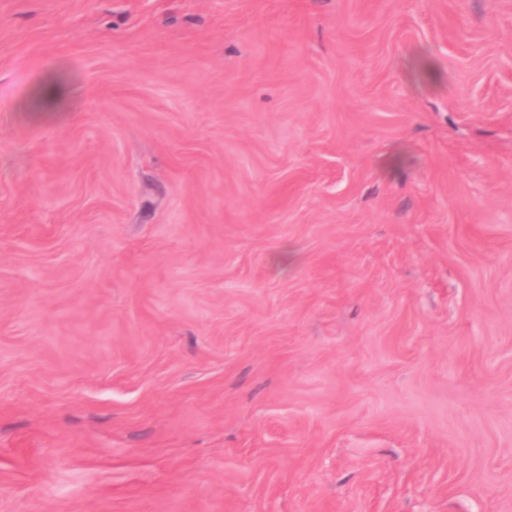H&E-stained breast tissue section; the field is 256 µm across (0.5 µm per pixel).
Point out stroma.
Masks as SVG:
<instances>
[{"label": "stroma", "mask_w": 512, "mask_h": 512, "mask_svg": "<svg viewBox=\"0 0 512 512\" xmlns=\"http://www.w3.org/2000/svg\"><path fill=\"white\" fill-rule=\"evenodd\" d=\"M0 512H512V0H0Z\"/></svg>", "instance_id": "35a3bbf8"}]
</instances>
